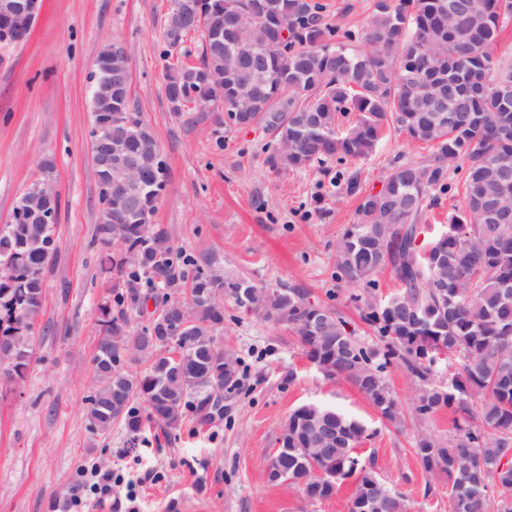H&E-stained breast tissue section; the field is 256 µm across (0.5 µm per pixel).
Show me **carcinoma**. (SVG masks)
Listing matches in <instances>:
<instances>
[{"label": "carcinoma", "instance_id": "obj_1", "mask_svg": "<svg viewBox=\"0 0 512 512\" xmlns=\"http://www.w3.org/2000/svg\"><path fill=\"white\" fill-rule=\"evenodd\" d=\"M199 28L227 32L240 25L246 43L202 42L195 80L185 67H169L165 94L171 100L224 104L233 126L265 124L282 147L269 157L276 170L366 159L392 126L415 143L430 146L426 161L391 168L381 189L362 194L356 221L336 243V278L374 287L385 267L401 289L368 305L364 318L381 348L361 345L345 322L328 307L314 305L290 288L263 296L241 276L224 271L214 257L202 259L176 250L150 221L166 187L154 178L140 196L141 224H110L101 214L96 229L102 248L114 246L105 260L121 280V291L100 308L103 336L94 358L97 386L88 397L93 432L107 435L120 424L136 442L148 424L165 433L181 429L192 411L210 417L212 397L223 391L224 351L215 333L224 327V300L239 302L253 290V310L287 324L307 358L329 377L344 379L361 391L380 414L401 422L397 399L383 376L387 365L403 364L418 381L415 414L441 408L461 414L462 431L451 445L424 439L416 449L427 474L448 479L453 512H492V500L512 497V223L483 224L478 212L496 203L512 207L500 185V173L512 171V113L498 107L495 84L512 82V62L495 56L504 24L512 21V3L476 0L468 25L476 29L469 52L456 58L448 45V16L442 0H373L360 33L340 32L323 21L316 0H201ZM287 26L289 41L277 31ZM174 13L163 38L171 48L186 35ZM264 57L254 70L241 53ZM128 68L125 56L102 50L95 70ZM478 72L486 94L472 111L455 113L453 125L429 110L430 78L453 74L462 80ZM224 75L220 90L205 82ZM104 112L125 114L138 130L128 137L134 153L160 155L155 132L131 111L126 92L112 97ZM467 163L465 205L450 219L459 231L417 244L419 221L448 190V165ZM52 224L29 223L27 211L13 209L12 223L0 232V396L21 391L38 343L32 324L44 303L45 280L58 255ZM166 280L171 295L157 317L137 334H127V309H142L143 285ZM186 324L182 333L170 322ZM446 348L451 384L432 385L435 362L430 344ZM313 411L297 407L283 425L288 456L280 460V480L298 487L310 503L331 498L336 484L354 479L350 512H406L401 495L373 468L354 456L367 429L335 412L333 451L312 446ZM336 476V483L317 474Z\"/></svg>", "mask_w": 512, "mask_h": 512}]
</instances>
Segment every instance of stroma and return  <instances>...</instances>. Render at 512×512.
<instances>
[{
	"label": "stroma",
	"mask_w": 512,
	"mask_h": 512,
	"mask_svg": "<svg viewBox=\"0 0 512 512\" xmlns=\"http://www.w3.org/2000/svg\"><path fill=\"white\" fill-rule=\"evenodd\" d=\"M169 9L170 0H45L25 43H0V227L47 173L45 164L53 166L61 199L60 253L46 281L41 341L22 395L0 397V512H71L84 465L112 473L111 501L87 498L85 512H128L133 504L139 512H349L353 480L311 504L295 486L265 478L289 413L308 403L333 406L366 426L360 462L404 496L409 512H452L447 482L430 478L414 450L426 437L456 439L453 411L417 416L416 381L394 363L384 372L404 415L403 427H394L350 382L328 379L311 363L288 326L231 301L217 343L239 359L240 372L224 392L221 415L204 421L189 414L172 435L151 427L134 445L118 425L102 437L92 432L87 398L95 387L99 308L117 285L98 265L101 206L88 137L94 63L108 44L125 50L130 106L153 126L167 166L155 228L175 248L215 256L257 287L300 289L310 303L335 309L362 345L378 343L362 318L368 304L398 283L388 269L371 292L337 283L336 241L358 205L346 182L353 177L361 189L378 190L392 166L430 153L391 130L364 160L271 169L276 141L264 126H224L219 103L170 111L162 38ZM448 186L423 219L426 237L447 230L462 208L463 163L449 166ZM130 490L136 502L127 501Z\"/></svg>",
	"instance_id": "stroma-1"
}]
</instances>
